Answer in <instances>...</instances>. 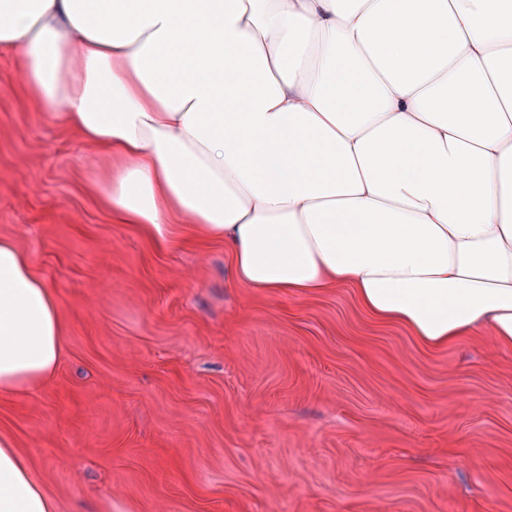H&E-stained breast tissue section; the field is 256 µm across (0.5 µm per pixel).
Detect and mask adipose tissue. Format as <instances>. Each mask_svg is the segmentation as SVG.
<instances>
[{"label": "adipose tissue", "mask_w": 512, "mask_h": 512, "mask_svg": "<svg viewBox=\"0 0 512 512\" xmlns=\"http://www.w3.org/2000/svg\"><path fill=\"white\" fill-rule=\"evenodd\" d=\"M1 50L156 248L220 242L255 292L348 285L428 347L486 327L512 349V0H0ZM64 349L56 292L0 237V396ZM0 512H55L1 432Z\"/></svg>", "instance_id": "ef3b65f1"}]
</instances>
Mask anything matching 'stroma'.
I'll return each mask as SVG.
<instances>
[{
    "label": "stroma",
    "instance_id": "1",
    "mask_svg": "<svg viewBox=\"0 0 512 512\" xmlns=\"http://www.w3.org/2000/svg\"><path fill=\"white\" fill-rule=\"evenodd\" d=\"M0 53V237L59 296L65 353L0 397L58 512H512V350L441 349L352 288L260 295L222 243L162 252L101 203L109 162Z\"/></svg>",
    "mask_w": 512,
    "mask_h": 512
}]
</instances>
